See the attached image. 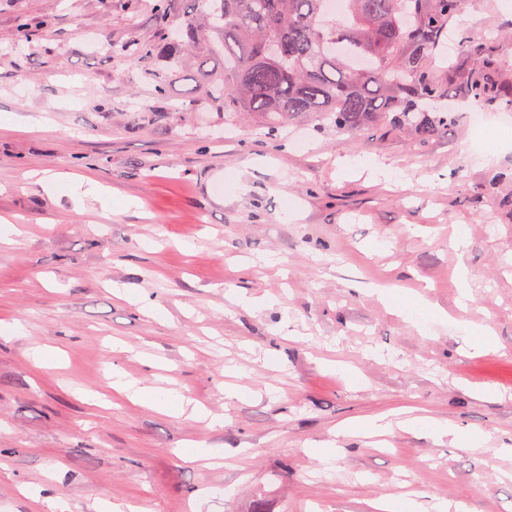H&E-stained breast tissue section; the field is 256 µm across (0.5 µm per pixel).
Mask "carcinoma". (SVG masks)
<instances>
[{
	"instance_id": "cac0c4a2",
	"label": "carcinoma",
	"mask_w": 512,
	"mask_h": 512,
	"mask_svg": "<svg viewBox=\"0 0 512 512\" xmlns=\"http://www.w3.org/2000/svg\"><path fill=\"white\" fill-rule=\"evenodd\" d=\"M171 0H155L159 42L143 48L182 64L183 39L224 49V76L199 73L210 104L247 112L276 128L317 115L338 133L359 134L381 121L425 138L456 123L455 112H427L441 97L429 67L440 34L464 0H345L337 18L326 0H191L176 25ZM491 71L474 76L468 95L494 93Z\"/></svg>"
}]
</instances>
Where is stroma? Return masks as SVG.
<instances>
[{
    "label": "stroma",
    "mask_w": 512,
    "mask_h": 512,
    "mask_svg": "<svg viewBox=\"0 0 512 512\" xmlns=\"http://www.w3.org/2000/svg\"><path fill=\"white\" fill-rule=\"evenodd\" d=\"M23 18L38 27L21 42ZM464 34L475 53L432 58L441 85L488 56L512 85V0H465ZM157 37L153 0H0V114L18 122L0 126V218L22 230L0 245V322L25 324L0 334V504L371 512L407 478L427 507L512 512V141L487 162L463 121L425 139L271 129L203 100L196 69L220 73L217 54L158 95L165 63L140 50ZM50 174L109 187L111 215L47 193ZM417 289L445 318L380 298ZM116 372L223 422L129 400ZM409 409L460 441L403 426ZM379 415L391 434L359 431ZM195 446L213 459L187 460Z\"/></svg>",
    "instance_id": "stroma-1"
}]
</instances>
